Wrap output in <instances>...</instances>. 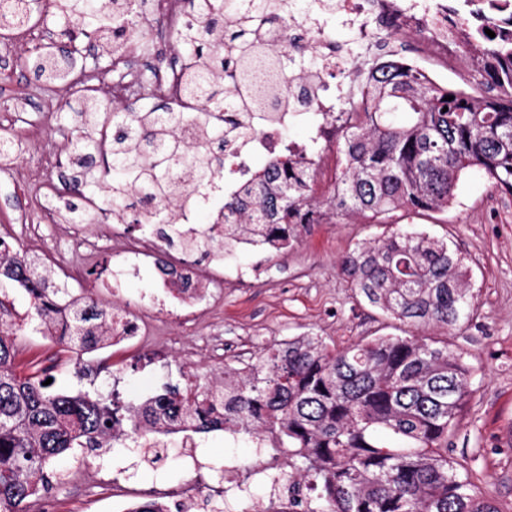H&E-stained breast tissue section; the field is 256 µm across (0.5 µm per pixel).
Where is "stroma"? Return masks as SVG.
Instances as JSON below:
<instances>
[{
  "mask_svg": "<svg viewBox=\"0 0 512 512\" xmlns=\"http://www.w3.org/2000/svg\"><path fill=\"white\" fill-rule=\"evenodd\" d=\"M43 37L40 28L5 35L11 52L0 57V135L22 139L19 161L26 165L70 146V129L61 119L70 90L57 89L53 107H46V88L24 68L32 47ZM62 183L55 172L36 182L0 173V233L45 259L69 288L84 290L99 303L139 302L153 288L151 277L146 274L128 279L122 287H110L111 238H102L99 251L88 256L83 267L64 264L63 252L76 246L79 234L42 221L47 196ZM392 221L448 237L466 258L478 294V314L468 324L435 332L452 350L463 353L472 368L453 455L467 460L496 502L511 504L512 194L469 172L460 178L448 212L401 210ZM384 230V225L351 217L310 225L287 252L272 258L262 250L237 253L235 264L259 267L248 283L234 282L232 273L216 263L198 264L205 290L195 310L149 320L151 342L164 354L163 361L153 366L142 364L144 345L130 344L93 352L85 365L90 375H81L73 353L32 322L15 335L17 370L28 375L50 368L55 390L68 393L108 392L118 377L124 400L140 405L168 383L223 382L224 366L232 354H254L261 346L302 333L339 345L378 333L402 335L403 324L385 319L356 297L338 266L339 258L355 243L381 236ZM259 458L275 465L288 461L286 453L253 440L226 441L221 430L196 434L191 448L184 447L181 435H170L161 459L152 464L144 460L133 436L93 452L78 448L55 461L48 471L49 492L33 502L29 512H114L117 496L133 505L155 499L169 512H179L183 500L177 488L193 481L223 483L228 460L237 462L238 478L247 481L248 490L227 500L226 512H262L268 504V488L247 478Z\"/></svg>",
  "mask_w": 512,
  "mask_h": 512,
  "instance_id": "obj_1",
  "label": "stroma"
}]
</instances>
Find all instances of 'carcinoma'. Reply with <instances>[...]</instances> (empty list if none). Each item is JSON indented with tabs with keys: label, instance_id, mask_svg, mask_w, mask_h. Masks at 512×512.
<instances>
[{
	"label": "carcinoma",
	"instance_id": "cac0c4a2",
	"mask_svg": "<svg viewBox=\"0 0 512 512\" xmlns=\"http://www.w3.org/2000/svg\"><path fill=\"white\" fill-rule=\"evenodd\" d=\"M153 0H53L61 20L83 14L88 27L64 23L62 44L38 47L25 66L44 83L70 85L73 195L49 200L65 224L94 223L111 215L135 226L153 225L166 245L180 239L167 217H139V208L206 180L224 167V109L251 104L225 97L224 40L238 42L250 86L254 45L265 30H288V16L266 0H188L190 20L176 33L186 48L183 97L218 113L197 117L166 105H133L114 112L94 88L74 81L83 71L81 41L95 38L108 57L124 52L134 33L151 53L137 16ZM40 20L34 0H0V29L29 30ZM499 93L474 98L438 87L424 75L388 60L367 89L369 108L336 135L343 155L336 186L325 201L314 190V166L287 155L261 167L242 195L224 198L217 234L199 239L195 252L213 261L217 246L247 237L278 241L286 250L299 224H321L358 214L372 224L391 223L400 209L444 212L461 175L473 170L512 193V46L489 48ZM453 100L448 101L446 97ZM197 123L205 154H186L176 133ZM23 152L22 140L0 136V165ZM110 178L107 201L93 184ZM351 287L383 315L416 330L453 329L473 319L477 294L465 257L446 238L413 226L358 242L343 257ZM0 277L30 297L27 317L43 333L77 353L112 337V309L75 294L32 254L0 255ZM17 323L0 317V512H27L26 503L48 492L44 472L74 448L97 449L163 421L169 430L224 429L288 454V484L297 493L286 512H512L481 491L479 478L451 453L469 396L471 368L460 353L426 336H376L338 350L302 334L266 345L252 361L224 366V382L167 385L139 407L114 394L76 395L50 390L46 378L16 372Z\"/></svg>",
	"mask_w": 512,
	"mask_h": 512
}]
</instances>
